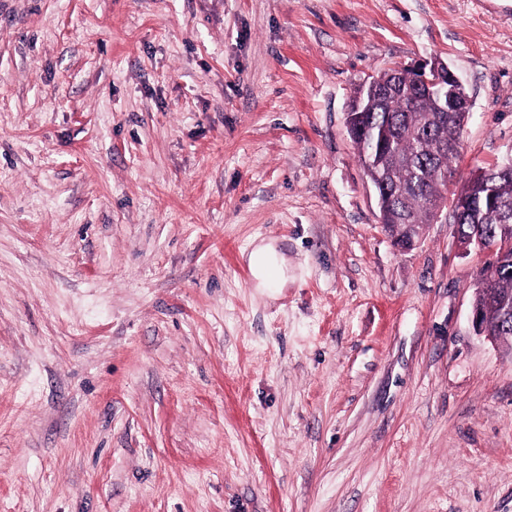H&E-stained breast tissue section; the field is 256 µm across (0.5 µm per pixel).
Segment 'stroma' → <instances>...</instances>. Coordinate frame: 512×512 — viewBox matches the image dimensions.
Here are the masks:
<instances>
[{
    "label": "stroma",
    "instance_id": "35a3bbf8",
    "mask_svg": "<svg viewBox=\"0 0 512 512\" xmlns=\"http://www.w3.org/2000/svg\"><path fill=\"white\" fill-rule=\"evenodd\" d=\"M431 57L453 194L512 152V0H0V512H512L482 260L397 249L344 124ZM247 264L256 281V288H267L275 292L286 287L287 262L273 244L259 242L253 245L247 255ZM272 271L275 272L274 277Z\"/></svg>",
    "mask_w": 512,
    "mask_h": 512
}]
</instances>
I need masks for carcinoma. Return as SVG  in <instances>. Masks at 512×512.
<instances>
[{
  "mask_svg": "<svg viewBox=\"0 0 512 512\" xmlns=\"http://www.w3.org/2000/svg\"><path fill=\"white\" fill-rule=\"evenodd\" d=\"M363 113L365 126L370 133L354 139L360 162L369 180H377L376 158L389 154L393 176L399 183V194L393 199L392 217L387 219L390 236L401 233L394 226L401 212L414 214L418 224L427 223L432 216L440 189L448 187L451 177V161L461 148V120L456 113L433 125L428 132H420L423 123L433 109V104L412 105L402 94L393 95L380 102L374 98L365 101ZM460 193L468 196L494 195L498 202L512 204V177L487 179L477 171L462 186ZM458 224L465 233L499 231L498 210L495 207L475 208L458 216ZM494 287L506 297H512V250L500 259Z\"/></svg>",
  "mask_w": 512,
  "mask_h": 512,
  "instance_id": "cac0c4a2",
  "label": "carcinoma"
}]
</instances>
